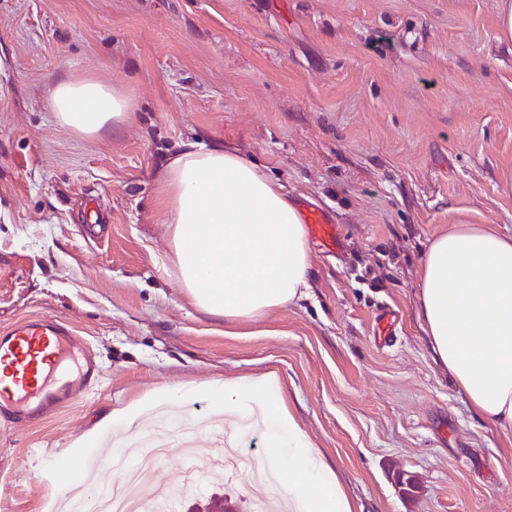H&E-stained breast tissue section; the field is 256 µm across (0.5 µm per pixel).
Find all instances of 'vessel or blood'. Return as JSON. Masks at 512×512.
Wrapping results in <instances>:
<instances>
[{
	"label": "vessel or blood",
	"instance_id": "obj_1",
	"mask_svg": "<svg viewBox=\"0 0 512 512\" xmlns=\"http://www.w3.org/2000/svg\"><path fill=\"white\" fill-rule=\"evenodd\" d=\"M303 222L327 251L340 247V237L328 213L307 208ZM0 363L12 368L9 383L0 385V416L28 419L58 410L73 396L97 386L103 376L99 361L83 352L71 329L51 316H37L0 331ZM126 456L106 452L91 458H68L64 472L87 479L91 468L121 472Z\"/></svg>",
	"mask_w": 512,
	"mask_h": 512
}]
</instances>
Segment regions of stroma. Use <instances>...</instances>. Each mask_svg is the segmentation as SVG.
I'll return each instance as SVG.
<instances>
[{
  "mask_svg": "<svg viewBox=\"0 0 512 512\" xmlns=\"http://www.w3.org/2000/svg\"><path fill=\"white\" fill-rule=\"evenodd\" d=\"M99 81L128 121L83 135L49 91ZM258 163L326 210L308 298L236 327L189 305L159 193L189 142ZM512 233V39L496 0H0V328L63 320L102 383L44 418H0V512H47L43 458L156 389L276 373L360 512H512V442L435 364L415 311L429 241ZM398 315L379 346L382 308ZM183 506L252 512L247 470L196 461ZM417 483L400 493L393 476Z\"/></svg>",
  "mask_w": 512,
  "mask_h": 512,
  "instance_id": "35a3bbf8",
  "label": "stroma"
}]
</instances>
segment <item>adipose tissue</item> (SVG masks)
<instances>
[{
  "label": "adipose tissue",
  "instance_id": "adipose-tissue-1",
  "mask_svg": "<svg viewBox=\"0 0 512 512\" xmlns=\"http://www.w3.org/2000/svg\"><path fill=\"white\" fill-rule=\"evenodd\" d=\"M59 124L92 135L129 118L119 91L61 80L49 99ZM170 222L169 259L189 301L226 323L254 320L306 295L312 253L300 209L257 163L220 145H187L160 180ZM417 316L434 360L484 422L512 434V235L458 224L424 254ZM205 396L231 430L260 424L266 451L258 469L281 475L288 512H357L334 468L288 407L276 375L227 377L158 390L114 411L143 426L162 405Z\"/></svg>",
  "mask_w": 512,
  "mask_h": 512
}]
</instances>
